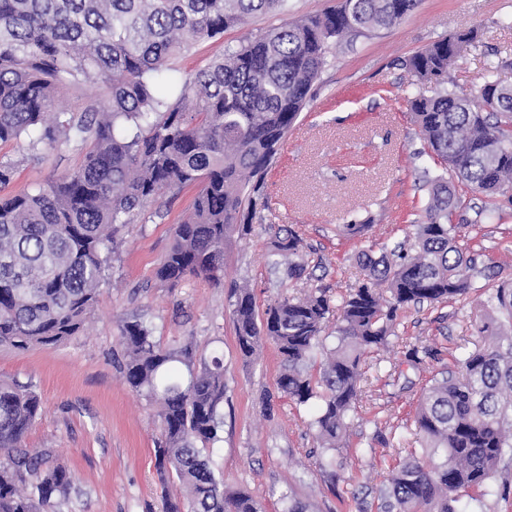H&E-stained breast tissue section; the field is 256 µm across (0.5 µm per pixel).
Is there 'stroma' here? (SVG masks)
<instances>
[{
    "instance_id": "35a3bbf8",
    "label": "stroma",
    "mask_w": 512,
    "mask_h": 512,
    "mask_svg": "<svg viewBox=\"0 0 512 512\" xmlns=\"http://www.w3.org/2000/svg\"><path fill=\"white\" fill-rule=\"evenodd\" d=\"M279 22L274 15L254 16L175 56L171 65L194 71ZM465 28L476 30L478 44L452 71L455 90L476 96L493 64L500 84L512 87V0H421L390 28L346 36L279 146L267 178V208L249 232L234 233L227 243L221 283L189 276L170 285L157 278L173 227L195 196L191 187L166 192L122 231L82 332L53 348H0V379L30 386L41 402L28 447L52 449L75 475L64 512H163V495L180 493L178 481L155 465V408L131 390L122 371L120 329L133 319L142 320L161 346L190 338L197 360L223 355L224 425L210 458L227 490L248 491L265 512H283L289 496L306 512H380L397 463L425 459L415 406L432 377L458 370L477 343L480 292L399 311L395 337L366 359L347 445L336 450L332 475L318 467L324 453L309 426L312 409L296 406L277 388L282 362L276 346L266 342L250 359L241 357L233 293L251 289L261 311L282 295L314 288L338 299L364 277L362 250L413 245V226L428 200L426 181L438 169L406 95L429 97L438 87L417 81L405 62ZM0 157L20 163L11 183L0 188L6 195L46 184L83 160L66 144L26 160L13 142L0 143ZM459 195L453 221L461 226V245L478 264L494 267L499 279L512 280V200L466 188ZM365 221L371 224L366 236L344 234V225ZM286 229L299 235L308 263L299 280L286 277L287 258L270 254L272 240ZM415 346L435 353L417 369L405 360ZM459 507L512 512V452L499 463L481 503L464 498Z\"/></svg>"
}]
</instances>
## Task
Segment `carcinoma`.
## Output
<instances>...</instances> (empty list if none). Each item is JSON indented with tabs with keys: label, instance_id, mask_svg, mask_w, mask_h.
<instances>
[{
	"label": "carcinoma",
	"instance_id": "1",
	"mask_svg": "<svg viewBox=\"0 0 512 512\" xmlns=\"http://www.w3.org/2000/svg\"><path fill=\"white\" fill-rule=\"evenodd\" d=\"M420 2L338 0L179 75L174 56L256 14L286 13L288 0H0V142L20 143L33 158L60 143L83 153L79 167L47 185L0 197V346L25 351L76 335L99 300L117 235L166 191L191 186L196 195L158 278L220 283L226 243L267 207L278 146L333 50L350 33L397 24ZM476 39L471 29L456 32L406 62L418 81L442 86L434 97L409 98L442 173L428 181L413 252L359 256L366 278L342 299L327 363L305 370L324 350L327 290L284 296L260 316L252 291L240 288L232 310L242 356L272 341L283 362L278 389L298 405L318 400L310 426L329 453L342 445L364 357L389 344L398 311L462 299L479 278L493 289L462 373L443 372L420 393L428 462L395 468L384 512H458V498L482 496L512 448V282L493 283L452 223L456 180L489 198L512 197V88L487 77L494 101L482 109L448 89L460 44ZM83 83L102 93L75 110L57 108L60 88ZM299 244L290 230L272 252L296 255ZM120 341L127 383L157 405V470L187 491L167 500L166 512H263L251 493L226 492L205 454L223 425L224 359L196 368L192 342L165 348L140 320L124 322ZM40 411L29 388L0 380V512H63L70 500V469L52 463L48 449L27 448Z\"/></svg>",
	"mask_w": 512,
	"mask_h": 512
}]
</instances>
